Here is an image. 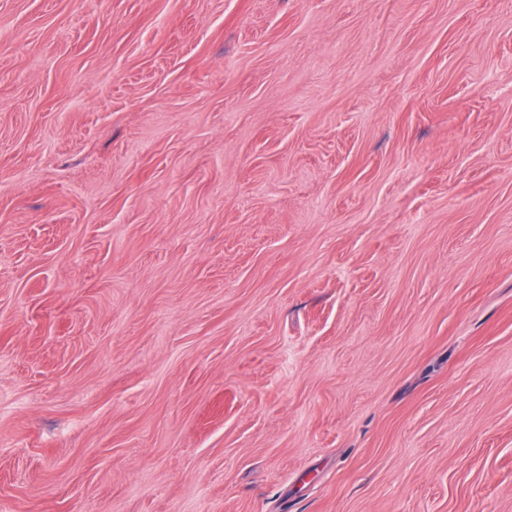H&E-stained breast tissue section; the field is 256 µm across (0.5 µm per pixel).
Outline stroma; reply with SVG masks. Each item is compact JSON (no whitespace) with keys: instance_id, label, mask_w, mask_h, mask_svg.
<instances>
[{"instance_id":"35a3bbf8","label":"stroma","mask_w":512,"mask_h":512,"mask_svg":"<svg viewBox=\"0 0 512 512\" xmlns=\"http://www.w3.org/2000/svg\"><path fill=\"white\" fill-rule=\"evenodd\" d=\"M0 512H512V0H0Z\"/></svg>"}]
</instances>
